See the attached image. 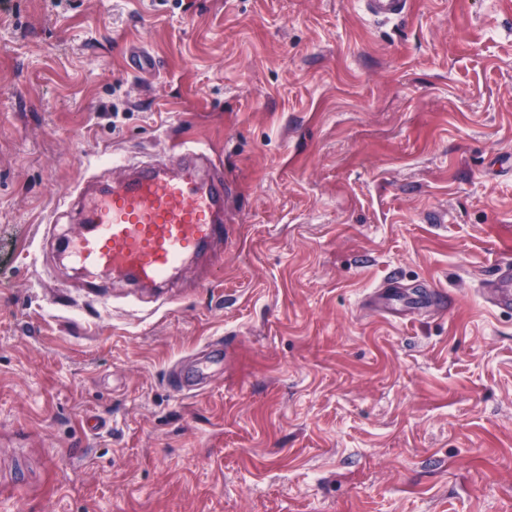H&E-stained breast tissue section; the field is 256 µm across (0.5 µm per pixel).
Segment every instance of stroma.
<instances>
[{"mask_svg":"<svg viewBox=\"0 0 512 512\" xmlns=\"http://www.w3.org/2000/svg\"><path fill=\"white\" fill-rule=\"evenodd\" d=\"M189 147L233 237L91 299L71 191ZM511 159L512 0H7L0 512H512ZM367 15L373 18L391 19L405 16L409 9V0H361ZM495 278L491 280L494 292V305L512 302V266L510 264L498 265L494 272ZM505 287V288H504Z\"/></svg>","mask_w":512,"mask_h":512,"instance_id":"stroma-1","label":"stroma"}]
</instances>
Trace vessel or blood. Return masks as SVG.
<instances>
[{
	"label": "vessel or blood",
	"mask_w": 512,
	"mask_h": 512,
	"mask_svg": "<svg viewBox=\"0 0 512 512\" xmlns=\"http://www.w3.org/2000/svg\"><path fill=\"white\" fill-rule=\"evenodd\" d=\"M374 18L405 16L409 0H361ZM179 172L151 164L120 174L100 194L78 192L83 222L62 240L74 265L125 279L131 287L159 293L174 272L207 245L228 238L224 222L228 189L224 173L205 151L189 149ZM494 302H512V266H497Z\"/></svg>",
	"instance_id": "1"
}]
</instances>
